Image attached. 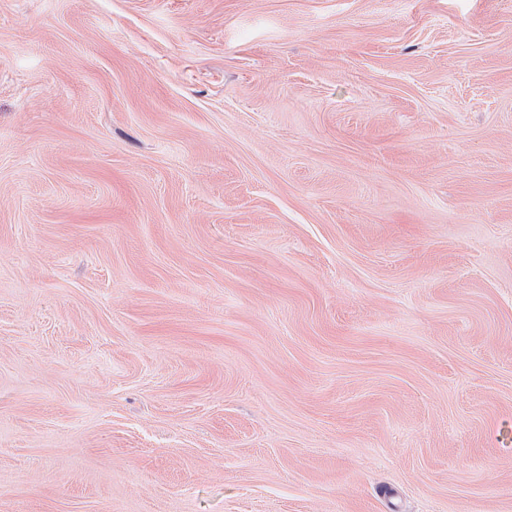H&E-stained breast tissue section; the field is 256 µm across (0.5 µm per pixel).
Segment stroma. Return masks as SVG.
Listing matches in <instances>:
<instances>
[{
  "instance_id": "obj_1",
  "label": "stroma",
  "mask_w": 512,
  "mask_h": 512,
  "mask_svg": "<svg viewBox=\"0 0 512 512\" xmlns=\"http://www.w3.org/2000/svg\"><path fill=\"white\" fill-rule=\"evenodd\" d=\"M0 512H512V0H0Z\"/></svg>"
}]
</instances>
